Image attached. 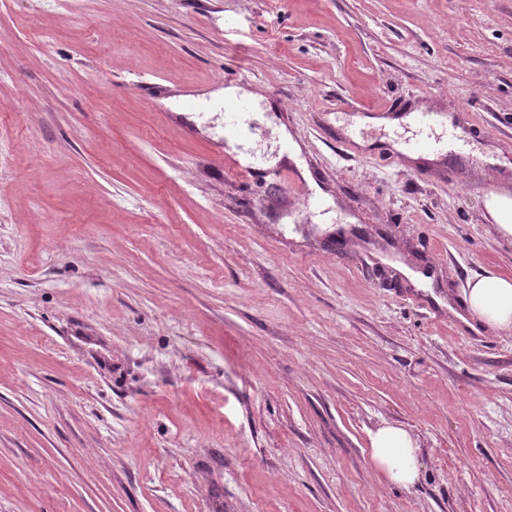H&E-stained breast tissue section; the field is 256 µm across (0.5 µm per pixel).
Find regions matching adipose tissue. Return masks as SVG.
Instances as JSON below:
<instances>
[{
  "instance_id": "adipose-tissue-1",
  "label": "adipose tissue",
  "mask_w": 512,
  "mask_h": 512,
  "mask_svg": "<svg viewBox=\"0 0 512 512\" xmlns=\"http://www.w3.org/2000/svg\"><path fill=\"white\" fill-rule=\"evenodd\" d=\"M471 318L512 334V276L488 274L470 280L466 292ZM419 448L405 430L387 425L370 435V459L382 477L399 485L419 477Z\"/></svg>"
}]
</instances>
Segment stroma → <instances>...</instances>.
Returning <instances> with one entry per match:
<instances>
[{
  "label": "stroma",
  "instance_id": "obj_1",
  "mask_svg": "<svg viewBox=\"0 0 512 512\" xmlns=\"http://www.w3.org/2000/svg\"><path fill=\"white\" fill-rule=\"evenodd\" d=\"M497 192L512 0H0V512H512ZM468 282L470 317L512 334V276L487 273ZM370 459L382 477L395 484L411 485L419 477L420 448L405 430L391 425L370 435Z\"/></svg>",
  "mask_w": 512,
  "mask_h": 512
}]
</instances>
